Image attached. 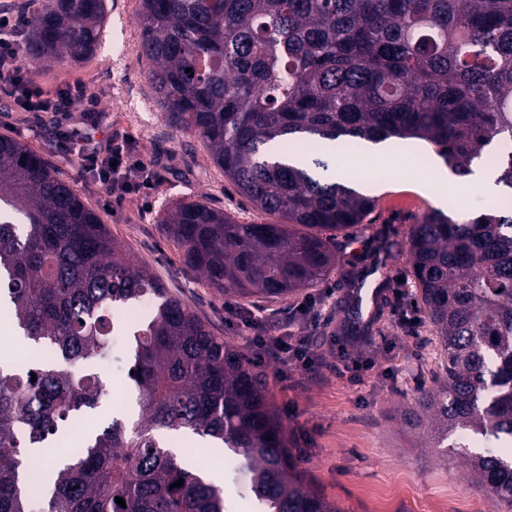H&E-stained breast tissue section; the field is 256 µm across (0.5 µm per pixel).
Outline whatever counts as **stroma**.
Returning <instances> with one entry per match:
<instances>
[{
	"instance_id": "35a3bbf8",
	"label": "stroma",
	"mask_w": 512,
	"mask_h": 512,
	"mask_svg": "<svg viewBox=\"0 0 512 512\" xmlns=\"http://www.w3.org/2000/svg\"><path fill=\"white\" fill-rule=\"evenodd\" d=\"M141 0H108L104 32L129 40L125 58L96 53L84 64L48 67L28 63L32 79L44 90L83 85L67 125L91 117L99 136L129 135L133 147L161 169L162 182L140 196L118 201L77 173L44 135L57 121L50 112H24L0 91V135L38 152L68 181L85 206L101 217L111 234L130 249L163 284L205 321L215 335L249 347L253 333L241 315L254 313L284 324L289 335L305 336L315 355L329 354L334 336L345 337L349 353L372 360L362 382L328 373L312 375L269 360L271 401L292 445L304 483L331 502L338 512H496L476 488L456 454L440 460L401 420V410L418 387L430 385L444 362L410 278L406 246L417 217L435 209L440 190L430 178L424 156L405 158L388 169L357 153L343 155L349 185L362 187L375 208L362 224L340 236L336 266L324 282L289 297L238 298L207 287L186 269L160 221L176 203L201 201L240 222H266L265 214L225 177L196 135L170 128L159 108L136 111L152 98L148 60L141 55ZM376 290L374 306L353 308L365 289ZM311 306V315L300 312ZM129 345L113 344L102 368L115 392L103 412L91 414L85 433L98 431L103 413L131 416L132 393L126 376ZM83 432V433H84Z\"/></svg>"
}]
</instances>
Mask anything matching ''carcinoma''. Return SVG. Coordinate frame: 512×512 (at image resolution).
I'll list each match as a JSON object with an SVG mask.
<instances>
[{
  "instance_id": "obj_1",
  "label": "carcinoma",
  "mask_w": 512,
  "mask_h": 512,
  "mask_svg": "<svg viewBox=\"0 0 512 512\" xmlns=\"http://www.w3.org/2000/svg\"><path fill=\"white\" fill-rule=\"evenodd\" d=\"M105 4L41 0L28 13L23 59H90ZM141 5V51L166 122L199 135L254 208L282 219L240 223L197 201L167 212L161 224L183 265L210 288L285 298L335 267V240L375 201L289 163L324 140H426L457 174L477 158L503 169L512 189V0ZM407 243L448 363L404 419L422 447L456 450L474 485L512 512V194L468 220L433 210ZM0 292L28 344L55 346L65 359L33 375L0 367V512H31L35 493L46 512H226L220 487L164 447L160 431L236 454L264 512H338L305 486L253 357L168 296L66 180L5 136ZM149 297L155 312L133 333L129 356L139 418L111 420L44 475L45 448L96 410L103 385L69 361L107 349L109 310ZM485 441L500 449H471Z\"/></svg>"
}]
</instances>
